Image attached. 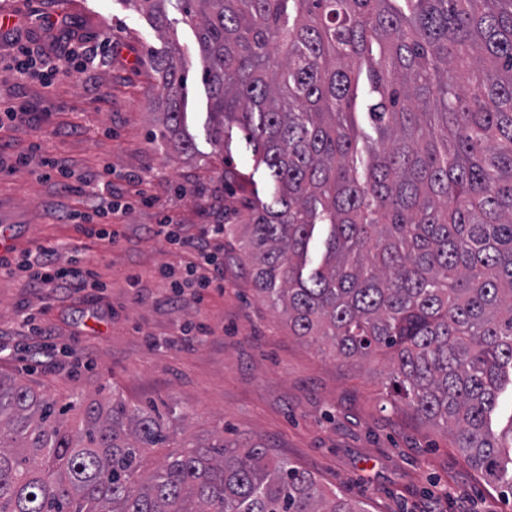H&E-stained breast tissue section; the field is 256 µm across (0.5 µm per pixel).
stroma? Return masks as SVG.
I'll list each match as a JSON object with an SVG mask.
<instances>
[{
    "label": "stroma",
    "instance_id": "obj_1",
    "mask_svg": "<svg viewBox=\"0 0 512 512\" xmlns=\"http://www.w3.org/2000/svg\"><path fill=\"white\" fill-rule=\"evenodd\" d=\"M2 11L14 13L18 27L0 36V101L24 105L32 125L0 128V163L13 167L0 175V221L19 247L55 248L61 263L81 254L105 287L35 293L0 269L1 374L63 403L78 391L173 411L177 427L166 447L148 454L150 468L220 433L265 444L369 512H512V500L464 461L449 434L395 403L384 356L347 360L292 335L255 293L238 239L210 240L224 256V288L202 300L188 288L175 294L159 275L162 267L181 273L186 262L156 235L162 216L197 237L267 189L241 130L227 145L210 141L202 84L189 83L182 104L194 151L161 136L160 80L148 58L174 50L200 64L197 29L178 0L164 35L128 0H0ZM47 17L62 21V31L47 32ZM71 42L98 50L80 81L61 75L48 88L40 74L23 78L12 67L18 46L59 54ZM45 150L85 181L111 170L113 198L134 204L113 220L114 244L62 221L82 197L39 179ZM228 168L237 172L229 182ZM200 327L213 332L209 343H193Z\"/></svg>",
    "mask_w": 512,
    "mask_h": 512
}]
</instances>
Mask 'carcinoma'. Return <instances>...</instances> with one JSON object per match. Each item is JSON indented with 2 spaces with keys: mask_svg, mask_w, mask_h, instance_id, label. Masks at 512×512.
Here are the masks:
<instances>
[{
  "mask_svg": "<svg viewBox=\"0 0 512 512\" xmlns=\"http://www.w3.org/2000/svg\"><path fill=\"white\" fill-rule=\"evenodd\" d=\"M171 0H130L161 33ZM210 140L237 127L269 188L238 214L257 295L345 358L512 498V0H179ZM166 131L190 68L153 57ZM236 225V226H238ZM224 225V234L236 235ZM322 262L306 268L317 227ZM156 406L61 405L0 374V512H368L260 444L168 442Z\"/></svg>",
  "mask_w": 512,
  "mask_h": 512,
  "instance_id": "cac0c4a2",
  "label": "carcinoma"
}]
</instances>
